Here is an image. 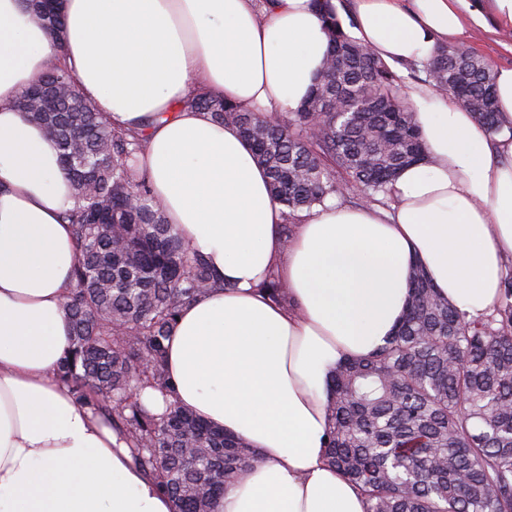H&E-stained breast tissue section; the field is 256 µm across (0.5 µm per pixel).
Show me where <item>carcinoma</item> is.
<instances>
[{
    "instance_id": "obj_1",
    "label": "carcinoma",
    "mask_w": 512,
    "mask_h": 512,
    "mask_svg": "<svg viewBox=\"0 0 512 512\" xmlns=\"http://www.w3.org/2000/svg\"><path fill=\"white\" fill-rule=\"evenodd\" d=\"M329 36L324 70L295 112L269 117L201 91L183 100L238 126L296 213L347 186L390 196L396 174L427 156L398 75L345 30L330 0H314ZM434 90L500 132L495 72L482 57L439 45L423 65ZM53 102L19 100L46 128L75 199L64 213L77 243L67 295L71 347L57 366L75 402L117 432L133 463L159 483L174 512H214L260 454L174 403L157 412L149 386L173 394L166 342L181 309L217 286L208 263L168 224L141 172L146 130L115 128L55 67ZM287 302L273 276L260 284ZM327 459L365 512H512V275L497 306L467 319L416 267L406 312L384 344L345 357L330 384Z\"/></svg>"
}]
</instances>
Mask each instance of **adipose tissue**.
<instances>
[{
  "label": "adipose tissue",
  "instance_id": "1",
  "mask_svg": "<svg viewBox=\"0 0 512 512\" xmlns=\"http://www.w3.org/2000/svg\"><path fill=\"white\" fill-rule=\"evenodd\" d=\"M358 39L390 65L423 64L471 26L512 29V0H356ZM63 39L30 0H0V512H174L112 429L55 374L74 200L47 130L16 106L55 66L108 113L146 128L141 165L166 220L219 288L168 341L173 402L244 438L263 460L216 512H364L326 462L327 384L339 360L384 343L420 259L467 317L498 302L512 256V69L496 78L502 134L431 86L407 88L429 156L405 168L390 211L333 203L284 237L283 208L236 126L180 106L189 89L293 112L320 76L312 0H64ZM277 274L280 306L260 292Z\"/></svg>",
  "mask_w": 512,
  "mask_h": 512
}]
</instances>
